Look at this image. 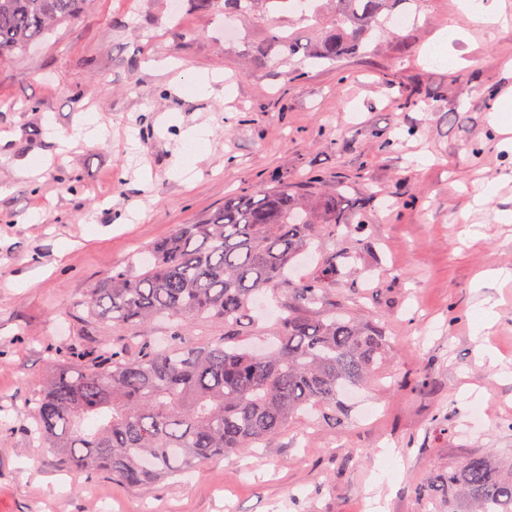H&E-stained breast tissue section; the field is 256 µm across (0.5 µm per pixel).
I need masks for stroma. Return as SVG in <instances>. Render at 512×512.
Listing matches in <instances>:
<instances>
[{"instance_id": "obj_1", "label": "stroma", "mask_w": 512, "mask_h": 512, "mask_svg": "<svg viewBox=\"0 0 512 512\" xmlns=\"http://www.w3.org/2000/svg\"><path fill=\"white\" fill-rule=\"evenodd\" d=\"M488 28L456 0H419L369 54L307 65L251 61L257 22L232 45L224 16L169 0H88L78 16L0 62V512H434L432 476L488 450L512 454V152L491 126L512 101V0ZM456 26L455 68L423 51ZM198 69L223 73L206 97ZM419 93L422 104L405 103ZM211 130L191 179L171 175L183 128ZM49 158L39 175L25 170ZM321 175L347 183L364 222L315 240L301 271L335 263L326 307L377 323L384 364L343 397L255 448L189 476L131 487L75 471L32 442L22 409L52 348L97 335L88 288L139 250L259 184ZM41 223L29 221L32 213ZM499 279L480 281L484 271ZM254 302L237 333L267 345L277 321ZM495 305L484 356L468 317ZM383 483H376L377 474Z\"/></svg>"}]
</instances>
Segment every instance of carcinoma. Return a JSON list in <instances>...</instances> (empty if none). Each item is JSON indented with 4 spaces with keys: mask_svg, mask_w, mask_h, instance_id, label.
<instances>
[{
    "mask_svg": "<svg viewBox=\"0 0 512 512\" xmlns=\"http://www.w3.org/2000/svg\"><path fill=\"white\" fill-rule=\"evenodd\" d=\"M201 12L266 24L253 60L334 62L365 53L373 32L417 0H310L320 30L304 39L273 14L288 0H190ZM86 0H0V61L77 16ZM310 178L259 186L224 200L194 224H178L135 262L115 267L82 306L112 323L91 348L71 340L52 351V368L27 402L34 435L72 467L109 472L128 486L156 483L224 458L283 432L298 412L336 416L348 386L373 374L387 341L372 322L336 313L309 315L336 280V264L298 281L288 276L311 243L355 223L336 196ZM283 292L277 347L260 353L226 345L254 298ZM224 323V339L187 336L203 320ZM169 323L163 348L134 349L112 337L137 324ZM423 495L448 512H512V463L474 453L433 478Z\"/></svg>",
    "mask_w": 512,
    "mask_h": 512,
    "instance_id": "carcinoma-1",
    "label": "carcinoma"
}]
</instances>
